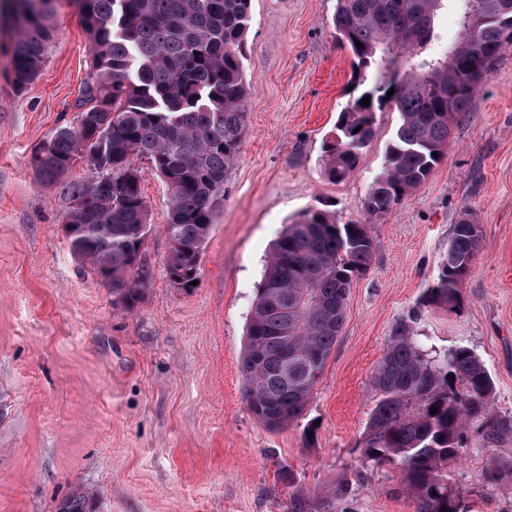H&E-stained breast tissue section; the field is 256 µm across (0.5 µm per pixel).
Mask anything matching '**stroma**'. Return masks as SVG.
Listing matches in <instances>:
<instances>
[{
    "mask_svg": "<svg viewBox=\"0 0 512 512\" xmlns=\"http://www.w3.org/2000/svg\"><path fill=\"white\" fill-rule=\"evenodd\" d=\"M0 0V512H55L79 488L96 512H415L399 468L361 449L380 398L373 383L396 324L414 319L427 345L466 346L492 380L490 410L512 420V48L496 61L428 180L385 214L361 201L381 172L400 116L377 113L356 170L325 177L323 145L357 97L352 55L335 38L336 0H252L244 46L247 134L224 185L194 287L169 282L168 190L147 162L141 189L155 230L151 271L132 312L115 303L64 237L71 184L40 185L36 150L94 82L91 44L71 0L37 78L11 83L15 33ZM310 209L369 224L377 250L354 278L345 318L304 414L269 430L249 411L240 372L266 253ZM482 229L454 311L424 294L462 214ZM505 473L494 485L481 471ZM472 512H512V438L480 423L448 469Z\"/></svg>",
    "mask_w": 512,
    "mask_h": 512,
    "instance_id": "35a3bbf8",
    "label": "stroma"
}]
</instances>
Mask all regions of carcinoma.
Masks as SVG:
<instances>
[{"mask_svg":"<svg viewBox=\"0 0 512 512\" xmlns=\"http://www.w3.org/2000/svg\"><path fill=\"white\" fill-rule=\"evenodd\" d=\"M251 2L73 0L91 41L96 80L76 123L56 130L36 171L52 184L80 158L96 169L73 182L72 198L83 206L68 211L63 230L72 253L128 311L145 297L150 271L141 253L154 229L136 159L148 160L167 186L170 282L187 288L199 278L224 182L247 130L243 49ZM443 2L336 0V40L350 49L355 84L364 90L338 113L324 148L325 176L340 181L356 169L376 112L392 105L400 114L383 171L361 201L371 216L428 179L454 123L512 46V9L502 10V0H461L454 46L438 49ZM53 11V0H13L11 78L20 93L44 63ZM475 225L465 215L453 226L448 259L424 306H460L462 281L481 244ZM376 249L369 225H340L317 210L303 212L270 247L241 361L247 406L267 428L303 414L341 331L352 278L369 268ZM413 323L395 326L375 369L381 398L363 454L401 468L415 512H469L463 492L448 482V467L466 445L471 423H487L498 437L512 435V421L490 416L492 378L476 353L466 346L428 351ZM93 505L91 494L77 490L56 512H95Z\"/></svg>","mask_w":512,"mask_h":512,"instance_id":"carcinoma-1","label":"carcinoma"}]
</instances>
